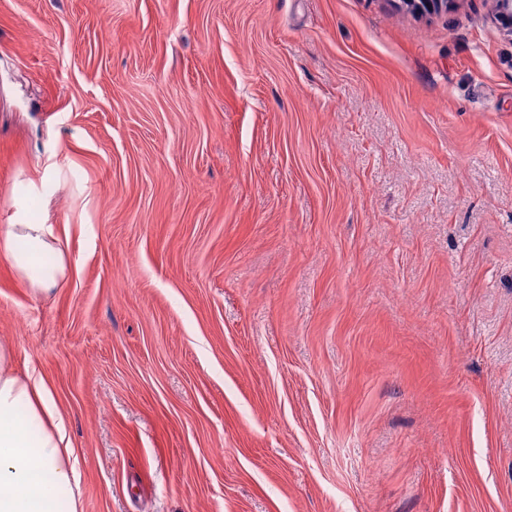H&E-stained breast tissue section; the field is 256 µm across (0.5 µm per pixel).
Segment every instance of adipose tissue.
<instances>
[{
  "label": "adipose tissue",
  "mask_w": 512,
  "mask_h": 512,
  "mask_svg": "<svg viewBox=\"0 0 512 512\" xmlns=\"http://www.w3.org/2000/svg\"><path fill=\"white\" fill-rule=\"evenodd\" d=\"M50 224L0 226V257L37 292L54 289L67 260ZM0 345V512H81L78 456L42 378L18 376Z\"/></svg>",
  "instance_id": "ef3b65f1"
}]
</instances>
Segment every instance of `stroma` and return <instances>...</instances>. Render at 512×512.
<instances>
[{"instance_id": "1", "label": "stroma", "mask_w": 512, "mask_h": 512, "mask_svg": "<svg viewBox=\"0 0 512 512\" xmlns=\"http://www.w3.org/2000/svg\"><path fill=\"white\" fill-rule=\"evenodd\" d=\"M492 0H0V343L82 512H512ZM51 224H4L0 227V255L37 292H49L65 276L67 260Z\"/></svg>"}]
</instances>
